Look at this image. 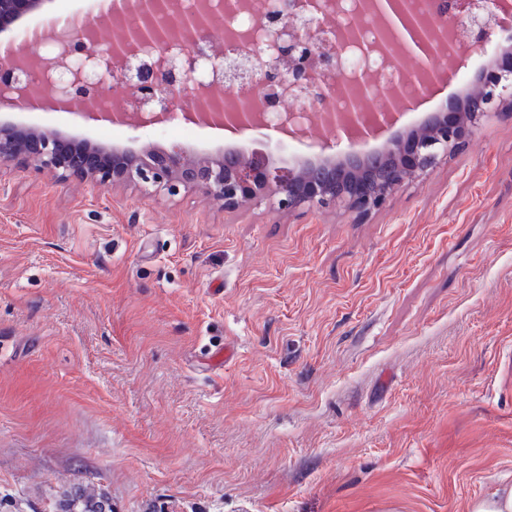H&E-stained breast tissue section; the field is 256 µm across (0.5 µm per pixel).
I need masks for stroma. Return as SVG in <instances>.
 <instances>
[{
  "label": "stroma",
  "instance_id": "35a3bbf8",
  "mask_svg": "<svg viewBox=\"0 0 512 512\" xmlns=\"http://www.w3.org/2000/svg\"><path fill=\"white\" fill-rule=\"evenodd\" d=\"M305 158L276 131L0 121ZM467 512L512 484V107L385 209L0 166V512ZM58 512H112L110 499L94 488L78 486L59 501Z\"/></svg>",
  "mask_w": 512,
  "mask_h": 512
}]
</instances>
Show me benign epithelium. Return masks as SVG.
Wrapping results in <instances>:
<instances>
[{
    "label": "benign epithelium",
    "instance_id": "7a95c632",
    "mask_svg": "<svg viewBox=\"0 0 512 512\" xmlns=\"http://www.w3.org/2000/svg\"><path fill=\"white\" fill-rule=\"evenodd\" d=\"M42 4L43 0H0V29ZM298 4L299 0H280L271 26L265 31L279 65L271 67L262 59L242 63L229 55L214 64V68H222L228 86L239 84L246 90V95L238 99V105L231 111H202L188 85L195 71V60H188L178 70L163 66L145 69L140 64V54L158 51L170 38L210 23L207 14H184L171 8L167 0H113V12L122 15L136 12L145 22L130 27L122 41L110 44L105 50L100 48L90 21L78 27H64V55L47 59L39 71L49 79L66 64V58L79 56L98 73V80L89 84L81 72H76L74 79L54 97L60 106L81 110L79 116L87 121L127 122L126 114L111 108V78L118 75L129 97L145 107L139 113L140 126L165 123L178 113L187 121L221 123L235 131L248 130L260 126L256 113L251 111L252 102L262 99L271 106L276 105L277 88L284 85L305 95V109L314 111L324 126L345 132L361 125L366 119L359 109L366 74L339 72L334 89L316 82L314 74L320 69L335 68L336 60L348 48L368 53L370 46L362 27L336 23L320 0H306L309 7L321 14L318 24L336 23V40L325 49L313 34L299 36L294 19ZM436 7L443 18L458 27H466L475 46L480 47L497 35L496 27L489 20L502 10L503 0H481L477 13L468 0H441ZM409 10L411 6L406 0L361 2V13L392 35L388 42L381 44V50L388 56L398 51L406 55L411 52V45L423 44ZM14 53L13 44L0 51L1 86L19 80L15 75ZM511 96L512 46L497 62L482 70L469 117L460 118L457 107L448 104L446 111L434 116L432 127L416 130L391 144L387 155L395 160L393 168L383 158H369L353 151L337 157L329 155L324 163L299 168L280 166L268 158H246L235 151H226L218 157L193 156L176 145L148 146L136 152L115 146L76 144L57 130L19 131L3 124L0 125V164H13L23 171L58 179L89 180L101 188L133 184L170 197L194 191L220 203L228 212L251 201L268 199L277 209L288 212L342 206L365 215L386 207L396 188L433 168L448 151L465 146L474 134L477 120L496 111ZM338 97L350 102V111L335 112L334 102ZM399 104V89H389L385 108L373 114V123L380 128L392 124Z\"/></svg>",
    "mask_w": 512,
    "mask_h": 512
}]
</instances>
